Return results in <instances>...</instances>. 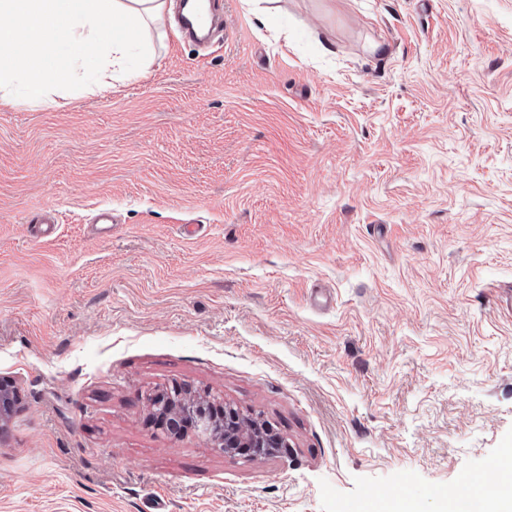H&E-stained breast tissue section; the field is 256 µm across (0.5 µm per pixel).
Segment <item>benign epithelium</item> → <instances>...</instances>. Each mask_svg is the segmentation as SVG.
Masks as SVG:
<instances>
[{
    "instance_id": "benign-epithelium-1",
    "label": "benign epithelium",
    "mask_w": 512,
    "mask_h": 512,
    "mask_svg": "<svg viewBox=\"0 0 512 512\" xmlns=\"http://www.w3.org/2000/svg\"><path fill=\"white\" fill-rule=\"evenodd\" d=\"M189 397L180 387L151 399V408L158 428L175 429L180 418L172 415V405ZM19 392L14 381L0 379V426H4L19 403ZM186 413L192 418V428L215 448L224 449V454L234 457L249 452L256 457H271L288 447L287 439L267 424L249 417L245 421L237 418V409L224 404L222 416L218 417L205 409V405L191 407Z\"/></svg>"
}]
</instances>
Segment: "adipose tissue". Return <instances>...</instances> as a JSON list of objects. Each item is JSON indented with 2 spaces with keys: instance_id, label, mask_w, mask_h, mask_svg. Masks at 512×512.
<instances>
[{
  "instance_id": "obj_1",
  "label": "adipose tissue",
  "mask_w": 512,
  "mask_h": 512,
  "mask_svg": "<svg viewBox=\"0 0 512 512\" xmlns=\"http://www.w3.org/2000/svg\"><path fill=\"white\" fill-rule=\"evenodd\" d=\"M168 9L167 0H0V94L46 102L75 44L99 49L91 86L107 89L115 72L129 70L134 38Z\"/></svg>"
}]
</instances>
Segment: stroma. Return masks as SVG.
I'll use <instances>...</instances> for the list:
<instances>
[{
    "label": "stroma",
    "instance_id": "stroma-1",
    "mask_svg": "<svg viewBox=\"0 0 512 512\" xmlns=\"http://www.w3.org/2000/svg\"><path fill=\"white\" fill-rule=\"evenodd\" d=\"M223 4L0 99V512H446L512 455V0ZM175 385L288 451L157 429ZM209 1L210 7L203 12L197 13L191 25L187 24V22L185 21V16L182 15L181 30L183 34H185L186 36L195 37L193 34V29H195V27L197 29H203V31L209 30L211 28L213 23V14L216 10H218L221 7V1ZM19 392L14 381L7 378L0 379V426H4L19 403Z\"/></svg>",
    "mask_w": 512,
    "mask_h": 512
}]
</instances>
